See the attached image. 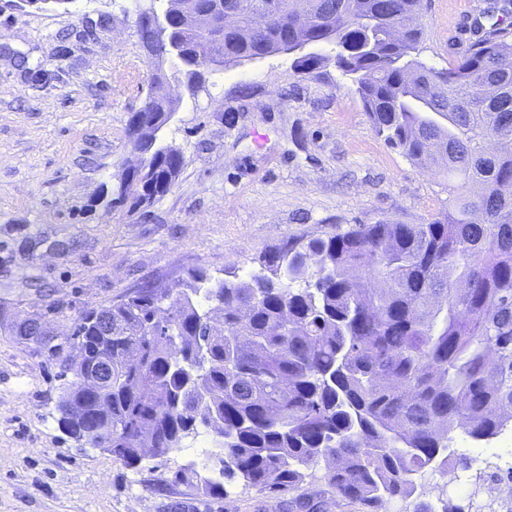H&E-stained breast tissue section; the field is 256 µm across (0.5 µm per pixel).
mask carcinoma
Wrapping results in <instances>:
<instances>
[{"instance_id": "obj_1", "label": "carcinoma", "mask_w": 512, "mask_h": 512, "mask_svg": "<svg viewBox=\"0 0 512 512\" xmlns=\"http://www.w3.org/2000/svg\"><path fill=\"white\" fill-rule=\"evenodd\" d=\"M220 5L242 24L224 30V63L295 51L285 20L310 16L309 46L332 45L354 78L377 133L418 166L448 179V211L427 224H355L277 247L262 271L214 278L188 273L168 291L174 317L153 322L162 296L146 283L103 308L112 338L91 312L73 336L112 357L109 414L91 419L112 439V458L142 462L138 432L164 458L203 426L220 452L203 469L204 495L221 498L235 477L257 489L293 488L309 466L332 463L336 496L387 512L413 496L428 471L455 468L452 433L476 443L512 421V23L474 27L448 67L421 62L423 0H166L161 14ZM176 72L197 87L205 35L166 27ZM179 104L153 100L140 166L120 204L166 195L181 151L153 137ZM65 386L58 425L78 402Z\"/></svg>"}]
</instances>
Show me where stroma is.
<instances>
[{
    "label": "stroma",
    "mask_w": 512,
    "mask_h": 512,
    "mask_svg": "<svg viewBox=\"0 0 512 512\" xmlns=\"http://www.w3.org/2000/svg\"><path fill=\"white\" fill-rule=\"evenodd\" d=\"M493 0H423L419 58L448 67ZM135 0H66L45 10L0 0V512H365L337 498L325 462L299 488L261 492L226 482L203 495L184 453L144 454L138 467L79 446L58 426L63 357L16 333L44 319L51 343L75 354L81 315L150 281L179 288L188 269L225 278L258 270L292 240L354 224H424L444 213L443 181L374 131L329 47L314 70L276 53L208 72L161 132L184 163L171 192L130 209L112 206L130 146L129 118L150 92ZM455 431L453 476L426 475L417 500L496 512L464 469L477 451Z\"/></svg>",
    "instance_id": "35a3bbf8"
}]
</instances>
